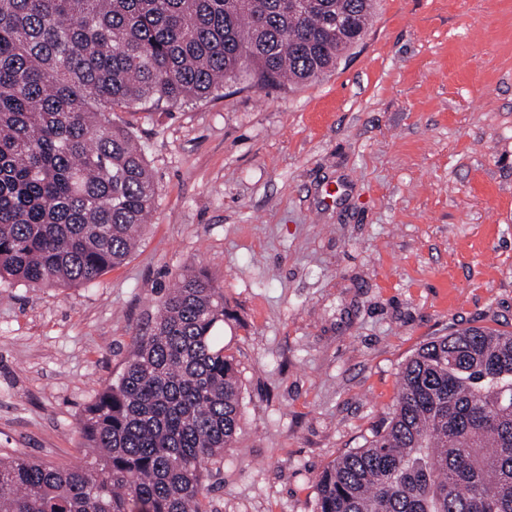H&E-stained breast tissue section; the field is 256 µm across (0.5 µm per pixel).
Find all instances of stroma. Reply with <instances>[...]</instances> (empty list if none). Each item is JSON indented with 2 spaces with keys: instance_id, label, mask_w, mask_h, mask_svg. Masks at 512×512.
Instances as JSON below:
<instances>
[{
  "instance_id": "obj_1",
  "label": "stroma",
  "mask_w": 512,
  "mask_h": 512,
  "mask_svg": "<svg viewBox=\"0 0 512 512\" xmlns=\"http://www.w3.org/2000/svg\"><path fill=\"white\" fill-rule=\"evenodd\" d=\"M318 78L114 112L156 202L98 280L0 283V454L69 466L81 421L187 271L224 292L240 431L206 512H317L416 349L512 331V0H376Z\"/></svg>"
}]
</instances>
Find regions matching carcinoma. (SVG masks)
<instances>
[{
    "mask_svg": "<svg viewBox=\"0 0 512 512\" xmlns=\"http://www.w3.org/2000/svg\"><path fill=\"white\" fill-rule=\"evenodd\" d=\"M288 2L0 0V281L84 285L128 257L156 186L112 112L311 81L373 17V0ZM222 321L221 289L183 274L87 408L83 464L0 458V512H205L240 429ZM316 490L317 512H512V332L420 347L382 428Z\"/></svg>",
    "mask_w": 512,
    "mask_h": 512,
    "instance_id": "1",
    "label": "carcinoma"
}]
</instances>
